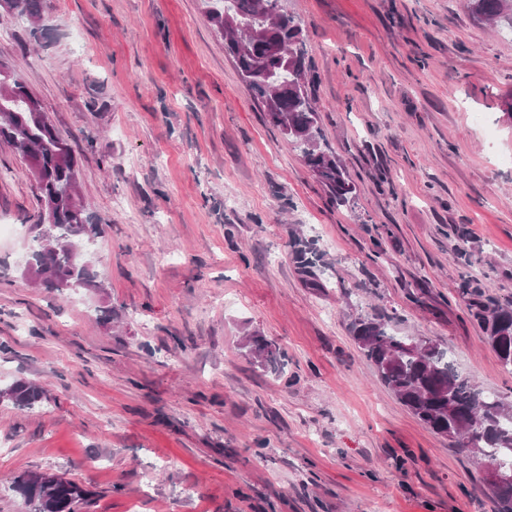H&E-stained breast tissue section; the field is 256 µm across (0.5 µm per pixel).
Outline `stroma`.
Masks as SVG:
<instances>
[{"label":"stroma","instance_id":"1","mask_svg":"<svg viewBox=\"0 0 512 512\" xmlns=\"http://www.w3.org/2000/svg\"><path fill=\"white\" fill-rule=\"evenodd\" d=\"M316 121L355 186L336 204L269 123L205 0L0 6V60L74 151L102 232L96 287L26 271L41 230L0 141V512L23 473L91 490L78 512H497L484 472L424 427L352 338L425 336L512 399L470 289L512 303V35L466 0H283ZM274 342L258 365L244 331ZM8 4L14 9L18 10L21 16L32 25L33 33L44 30L42 25V2L43 0H10ZM10 388L12 397L8 400L21 409H29L46 397L41 385L27 380H18Z\"/></svg>","mask_w":512,"mask_h":512}]
</instances>
